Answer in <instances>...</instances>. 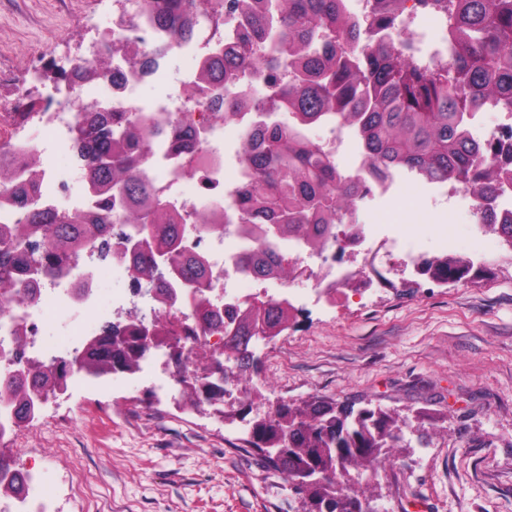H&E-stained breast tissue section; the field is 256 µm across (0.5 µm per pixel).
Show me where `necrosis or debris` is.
Listing matches in <instances>:
<instances>
[{
  "instance_id": "necrosis-or-debris-1",
  "label": "necrosis or debris",
  "mask_w": 512,
  "mask_h": 512,
  "mask_svg": "<svg viewBox=\"0 0 512 512\" xmlns=\"http://www.w3.org/2000/svg\"><path fill=\"white\" fill-rule=\"evenodd\" d=\"M402 23L418 28L416 36L407 44L410 53L430 62L444 58L448 52L444 37L446 26L438 21L435 13L423 7L419 0H413ZM124 35L137 42L143 54L155 59L154 70L151 74H143L134 60L123 51L112 49L108 38H101L93 44L90 53L111 55L112 72L84 88L81 95L94 105L100 100L111 99L113 109L119 112L158 114L195 132V159L190 162L185 153L173 148L166 136L149 131V152L141 173L186 224L183 247L206 258L212 285L211 308L221 314L224 325L213 329L200 323L197 297L185 282L170 283V293L166 296L156 289L144 293L131 286L126 255L139 244L141 236L126 228L113 235L112 255L108 261L91 256L83 259L76 272L39 278L38 296L34 302L12 304L0 297V367L13 366L17 334L33 338L49 320L60 321L64 334L49 346L29 344L26 348L29 362H45L59 353L82 347L87 337L98 335L106 325L122 321L130 311L151 314L168 309L175 320L194 327L195 334L180 345L165 347L169 373L153 378L152 386L158 393L166 395L173 388L191 385L205 397L220 393L226 387L227 369L234 364L235 353L225 348L224 332L236 328L239 311L255 297L271 294L287 298L291 308L298 313L308 304L320 309L329 308L336 305L345 291L372 290L377 266L390 262L398 246L389 235L388 225L364 224L357 217L342 214L338 221L347 227L351 237L347 243L332 241L323 250L314 251L299 239H262L265 251L288 257L293 268L291 279L272 290L266 280L258 278L252 293H241L237 283L242 275L236 269V262L250 239L240 220L238 191L249 181L250 171L244 161L240 132L256 124L276 123L279 115L258 107L241 113L236 119L239 133L233 136L227 132L224 123L215 121L204 110V101L215 96V89H205L193 100L182 93L183 87L194 81L195 69L205 58L223 55L225 47L240 41L241 29L235 15L225 12L223 24L203 23L197 38L177 41L171 33L156 28L150 17L133 10L125 16ZM173 56L190 61L191 69L175 80L171 91L166 92L157 104L146 105L141 99L142 87L150 78L166 80L165 63ZM115 72L125 76L122 87H115L112 81L111 75ZM43 98L44 111L30 114L28 120L32 128L46 135L54 151L41 155L43 175L32 201L35 205L59 211H95L98 203L95 194L88 192L80 199L70 195L72 183L83 176L81 164L61 166L54 157L55 152L66 154L71 151V129L80 116L66 107L62 93L55 88H47ZM318 126L324 150L339 159L340 172L349 182L361 187L365 200L372 203L374 210L383 209L404 191L422 196L427 203L426 219L437 226L448 222L447 212L438 207L442 200L456 198L459 207L471 213L479 208V200L458 186L423 180L396 169L383 178L374 176L367 163L365 146L355 128L337 123L331 115L322 116ZM201 210L223 217V235L201 236L194 232L196 214ZM105 271L112 279L125 284L124 289L108 300L102 299L99 288L101 274Z\"/></svg>"
}]
</instances>
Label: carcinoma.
<instances>
[{
	"mask_svg": "<svg viewBox=\"0 0 512 512\" xmlns=\"http://www.w3.org/2000/svg\"><path fill=\"white\" fill-rule=\"evenodd\" d=\"M224 0H133L158 28L178 38H190L197 24L187 20L201 14L222 17ZM404 0H378L365 20L351 22L342 0H233L232 8L244 24L243 41L250 45L270 37L290 79L271 80V94L263 106L295 116L294 124L259 125L243 141L244 158L252 181L243 190L242 221L266 231L295 235L319 251L335 237L336 214L358 210L359 189L342 180L331 157L306 139L300 127L335 112L361 134L369 165L376 170L404 169L429 180L450 181L472 190L488 202L497 186L512 183V147L490 144L480 151L471 143L462 115L488 101L512 111V0H423L424 6L448 19V56L424 64L389 42L374 50L361 47L366 36L392 30L400 21ZM245 64L261 70L250 56L226 52L204 60L195 83L185 88L193 97L202 88L221 84L224 98L208 105L217 120L235 118L241 102L233 90L234 74ZM110 70L107 57L79 58L61 71L71 94L68 106L83 114L71 129L72 140L85 171L89 190L112 209V195L121 197V223L143 233L146 248L133 251V281L149 289L167 279L184 280L200 296L206 309L211 281L205 260L182 249L184 227L160 199L155 188L137 175L145 159L148 123L131 112H104L85 103L83 85L94 83ZM165 126L179 150L191 149L192 132L177 124ZM30 190L15 183L9 166L0 163V206L15 208V223L0 225V295L18 303L33 299L26 293L25 276L48 275L70 269L83 257L88 240L105 218L92 223L82 212L33 210ZM484 230L501 236L512 247V218L502 222L485 205ZM203 232L221 233L216 215H198ZM238 270L256 277L285 279L288 261L263 250L239 256ZM422 272L446 284L474 278L465 260L430 258ZM236 329L224 345L237 353L232 378L239 381L249 365V345L256 336H278L294 318L288 302L258 297L239 314ZM172 322L155 314L135 315L88 339L79 353L85 369L95 375L117 371L134 374L149 352L146 332L171 335ZM60 369L52 367L32 376L0 373V396L17 405L20 421L30 419L32 389L48 393L60 385ZM428 415L402 418L381 409L339 407L318 399L283 402L257 418L250 444L273 448L264 461L280 473L289 489L301 497L304 512H361L365 499L355 481L345 490L336 487L340 470L362 472L389 462L392 450L404 441V429L423 425Z\"/></svg>",
	"mask_w": 512,
	"mask_h": 512,
	"instance_id": "cac0c4a2",
	"label": "carcinoma"
}]
</instances>
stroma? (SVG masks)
<instances>
[{
	"label": "stroma",
	"mask_w": 512,
	"mask_h": 512,
	"mask_svg": "<svg viewBox=\"0 0 512 512\" xmlns=\"http://www.w3.org/2000/svg\"><path fill=\"white\" fill-rule=\"evenodd\" d=\"M119 13L116 0H0V113L18 95L41 99L31 71L87 55ZM446 209L454 256L489 257L479 277L443 285L398 265L369 294L307 310L252 345V397L225 414L157 399L134 375L77 384L1 438L0 455L43 470L55 512H302L240 431L279 402L318 398L433 417L427 445L407 434L399 463L378 476L375 512H512V246L475 232L455 203ZM418 213L416 195L402 193L377 221L425 257L444 255L440 229ZM57 448L68 461L53 459Z\"/></svg>",
	"instance_id": "stroma-1"
}]
</instances>
